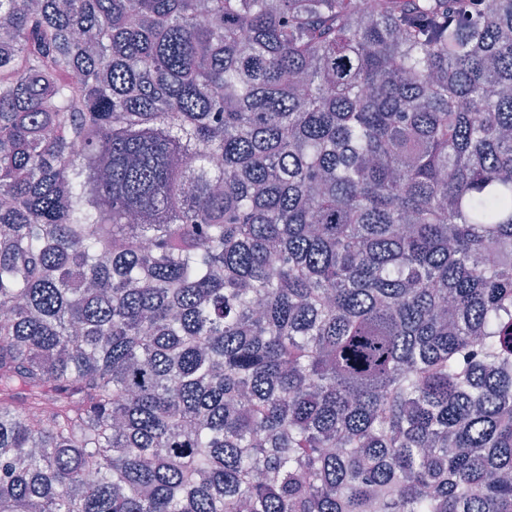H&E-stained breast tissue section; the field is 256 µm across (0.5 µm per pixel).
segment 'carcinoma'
I'll list each match as a JSON object with an SVG mask.
<instances>
[{
  "label": "carcinoma",
  "instance_id": "obj_1",
  "mask_svg": "<svg viewBox=\"0 0 512 512\" xmlns=\"http://www.w3.org/2000/svg\"><path fill=\"white\" fill-rule=\"evenodd\" d=\"M0 512H512V0H0Z\"/></svg>",
  "mask_w": 512,
  "mask_h": 512
}]
</instances>
